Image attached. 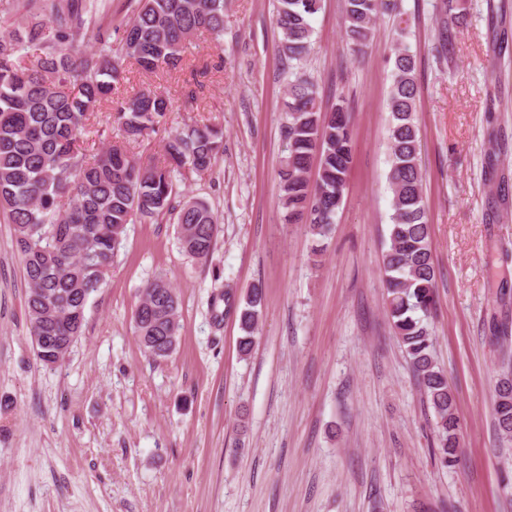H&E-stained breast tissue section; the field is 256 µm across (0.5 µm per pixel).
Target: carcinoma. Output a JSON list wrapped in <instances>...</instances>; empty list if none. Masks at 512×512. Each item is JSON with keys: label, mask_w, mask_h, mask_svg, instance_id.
Segmentation results:
<instances>
[{"label": "carcinoma", "mask_w": 512, "mask_h": 512, "mask_svg": "<svg viewBox=\"0 0 512 512\" xmlns=\"http://www.w3.org/2000/svg\"><path fill=\"white\" fill-rule=\"evenodd\" d=\"M321 3L277 0L275 15L280 50L293 76L284 101L286 155L278 170L282 221L305 225L315 253L322 251L343 203L354 154L352 115L344 101L322 111L314 82L300 69ZM21 7L25 13L18 26L0 35V210L14 226L24 266L29 333L50 337L55 348L68 353L84 333L91 295L112 272L126 225L175 209L176 178L187 170L209 172L224 154V130L208 119L169 131L158 157L131 154L129 147L150 140L173 108L166 93L150 89L127 97L116 109L121 140H108L91 155L79 135L122 80V61L131 60L145 72L175 69L194 35H223L224 0H134L122 22L117 54L112 11L101 0H24ZM444 8L448 22L440 33L438 58L447 64L454 55V28L465 14L458 0H447ZM385 13L397 20L399 39L387 98L392 215L383 259L384 304L437 416L432 459L448 469L459 462L462 431L448 376L434 360L424 323L436 304V271L419 164L417 63L402 40L401 0H345V34L353 52L364 55L374 23ZM89 38L96 44L91 51L85 47ZM315 155L313 181L309 170ZM177 232L182 251L205 260L214 250L219 224L206 202L189 199L178 208ZM263 297L262 284H254L236 309L242 356L254 349ZM133 320L148 357L171 356L179 337V301L167 277L146 283ZM493 416L498 434L511 440V370L495 383Z\"/></svg>", "instance_id": "obj_1"}]
</instances>
